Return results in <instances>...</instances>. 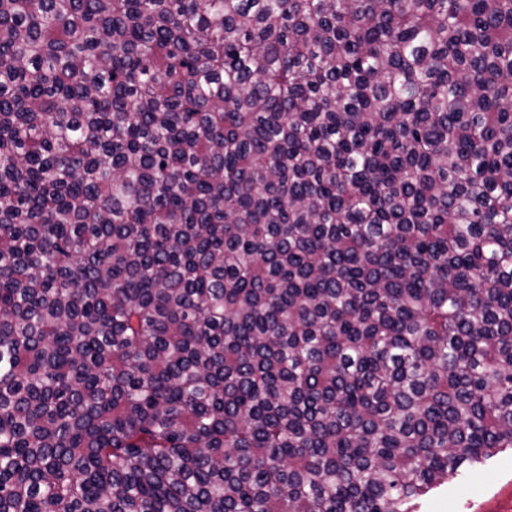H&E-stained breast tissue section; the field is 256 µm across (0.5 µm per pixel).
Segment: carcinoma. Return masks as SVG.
Here are the masks:
<instances>
[{
    "label": "carcinoma",
    "mask_w": 512,
    "mask_h": 512,
    "mask_svg": "<svg viewBox=\"0 0 512 512\" xmlns=\"http://www.w3.org/2000/svg\"><path fill=\"white\" fill-rule=\"evenodd\" d=\"M512 448V0H0V512H415Z\"/></svg>",
    "instance_id": "carcinoma-1"
}]
</instances>
